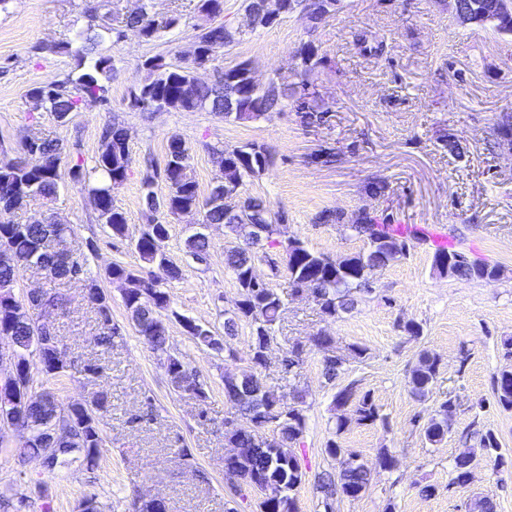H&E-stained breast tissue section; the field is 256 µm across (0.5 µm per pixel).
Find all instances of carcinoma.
Returning <instances> with one entry per match:
<instances>
[{
    "label": "carcinoma",
    "instance_id": "cac0c4a2",
    "mask_svg": "<svg viewBox=\"0 0 512 512\" xmlns=\"http://www.w3.org/2000/svg\"><path fill=\"white\" fill-rule=\"evenodd\" d=\"M340 0H316L310 23L312 27L336 13ZM477 10L494 15L501 10L512 9V0H472ZM199 12L215 18L224 12V0H199ZM132 30L146 41L158 37L160 27L152 13L151 0H143L142 9L126 16L125 29L98 27L90 24L81 31L75 42H43L34 51L43 56L69 54L81 70L77 78H66L30 91L29 101L34 111L52 112L65 120L72 112H78L90 100L108 102L107 83L112 80L114 64L112 58L96 54L99 42L114 36L125 37V31ZM194 41L198 46L197 58L183 65L166 61L162 55L145 58L141 63L144 77L130 92L131 107L141 112L205 111L244 124L265 117L293 99L296 111L303 118L311 120L330 111L328 103L311 91L314 76L323 64L318 46L313 41L302 44L298 57V69L276 78L261 87L251 83L246 74L250 63L243 62L231 69H223L215 62L222 56L224 48L240 40L241 32L222 23L194 26ZM204 65L213 69L214 80L199 84L195 70ZM512 113L499 118L493 130L494 147L503 149L512 145ZM21 149L37 154L40 162L28 164L0 162V248L11 254L12 262L0 265V336H7L13 343L20 376L31 380L33 366L40 367L44 374H58L66 371L67 361L59 360L60 340L37 344V325L29 308L38 303V298L16 294L19 275L29 270L45 277L50 282L70 281L74 274L86 271V261L78 256L66 258V239L70 232L67 224H17L13 220L16 211L27 206L34 198L49 199L59 187L61 164L70 152L57 139L35 136L30 144L21 143ZM210 152L217 166L213 185L202 195L198 182L192 175L191 152L185 141L177 134L170 136L167 159L163 170L146 172L142 178L146 224L135 234L128 233L125 212L114 203L113 194L128 179L130 157L126 128L117 119L104 126L101 145L94 160V166L82 175L88 192L97 196L99 207L96 219L112 231V235L130 238L131 245L143 265L135 268L114 262L107 270L110 282L121 292L126 309L130 312L138 337L153 352L159 354L167 375L182 377L188 387L199 395L200 400L208 398L197 372L181 358L169 352V322L162 312L171 308V295L165 284L181 279L179 266L174 264L166 252L169 239L168 225L161 222L156 214L160 209L166 212L177 207L196 208L203 211V223L222 224L228 229L233 242L224 250V266L231 272L237 295L234 299L237 320L224 324V331L231 335L237 321L248 323L249 353L257 357L261 346L276 339V327L288 304V297L298 285H308L317 291V305L327 316L348 312L357 302V297L373 292L374 273L394 262L405 258L409 252V235L391 223L388 217L364 212L351 218L340 211H325L319 220L331 224H349L356 236L366 243V249L354 255L333 259L323 253L308 249L304 242L294 238L286 243L279 240L278 224L282 216L272 212L270 205L259 197L242 198L240 210L230 213L224 210V188L239 189L244 179L263 172L271 163L269 151L255 143L226 147L213 145ZM162 178L168 187V194L160 202L153 191L155 178ZM261 229V242L270 248L281 249L280 257L287 271L283 288H276L270 282L263 284L246 279L255 265L259 250L253 246L256 229ZM192 255L203 261L210 244L201 232L188 239ZM457 251L439 249L434 254V267L441 274L455 278L494 280L499 268L472 261L454 262ZM97 311L99 334L95 344H112V316L104 292L87 298ZM176 321L190 324L187 335L200 345L217 353L224 347L211 336V330L193 320L178 314ZM334 345L329 335L316 334L306 342L296 341L288 346L285 359V373L288 382L296 380V368L301 365L304 348L322 350ZM366 349L351 346L336 358L324 359V375L329 380L337 378L344 366L352 360L364 357ZM37 356L32 363L30 356ZM440 359L423 350L413 366L409 385L411 393L423 400L431 391L439 374ZM239 390L224 386V395L235 407V414L248 422L260 418V414L271 404L267 393L261 391L257 382L250 377L238 376ZM356 385L350 383L341 388L335 396L338 407L353 405L348 418L336 423V433H341L352 423L359 425H380L387 427L386 419L379 414L371 394L355 396ZM493 395L496 403L512 410V369L506 367L493 377ZM109 407L107 394L95 392L91 398L67 406L62 405L49 391L26 396L17 393L15 399L0 403V419L13 417L26 425L29 436L24 447L16 449L18 456L36 457L45 469L53 470L59 458L76 453L87 469L98 467L100 448L104 440L100 429L99 413ZM456 411L454 400L440 403L434 414L422 427L426 441L434 445L442 441L450 429L448 420ZM306 425L303 405L288 408L286 418L277 435L264 436L263 427H239L224 429L225 447L237 449L232 465L258 488L266 491L265 498L258 503L259 512H299L294 492L301 484L303 472L295 445L302 437ZM465 441L476 440L477 447L467 449L454 457L452 463V484L463 486L468 482L469 472L475 460L487 458L500 467L508 463L509 456L501 452L495 434L488 430L470 429L462 433ZM327 454L336 459L338 471L322 479L320 489L324 506H333L338 497L356 498L365 492L370 484L372 472L376 469L390 470L395 459L388 448L379 449L375 461L369 463L359 459L341 447L337 442L327 444Z\"/></svg>",
    "mask_w": 512,
    "mask_h": 512
}]
</instances>
